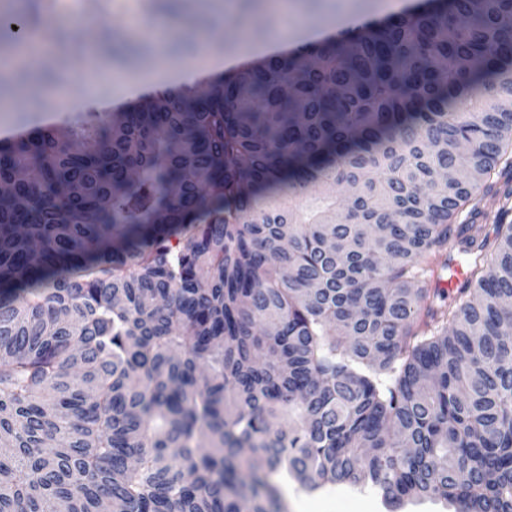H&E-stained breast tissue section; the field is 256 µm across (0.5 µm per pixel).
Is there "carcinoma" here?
I'll return each mask as SVG.
<instances>
[{
  "label": "carcinoma",
  "mask_w": 512,
  "mask_h": 512,
  "mask_svg": "<svg viewBox=\"0 0 512 512\" xmlns=\"http://www.w3.org/2000/svg\"><path fill=\"white\" fill-rule=\"evenodd\" d=\"M364 18L0 142V512H512V0ZM448 270L450 272V276L448 278V271H445L442 273V277L444 279H448V288H447V281L440 280L439 281V293L442 295L437 296V303L438 304H444V305H450L453 304L455 299H457L458 293L453 292L455 289L462 288L465 279H466V273L464 272L463 265L456 259L449 257L448 258ZM444 288H447L445 290ZM453 292V293H451ZM448 293H451L448 295ZM287 512H388L381 500L368 490L336 488L309 494L297 488H283Z\"/></svg>",
  "instance_id": "cac0c4a2"
}]
</instances>
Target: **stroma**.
Segmentation results:
<instances>
[{
	"label": "stroma",
	"mask_w": 512,
	"mask_h": 512,
	"mask_svg": "<svg viewBox=\"0 0 512 512\" xmlns=\"http://www.w3.org/2000/svg\"><path fill=\"white\" fill-rule=\"evenodd\" d=\"M323 20L310 22L302 0L273 10L257 0L248 39L226 36L241 0H181L168 27L148 16L141 0H107L106 16L91 15L84 0H43L46 55L37 66L12 68L0 82V131L17 132L44 124L69 126L87 112H125L158 89L183 88L196 79L237 70L240 62L268 56L269 43L311 41L356 21L354 0H324ZM168 59L171 75L157 74ZM288 512H387L367 490L338 488L307 493L289 486Z\"/></svg>",
	"instance_id": "stroma-1"
}]
</instances>
